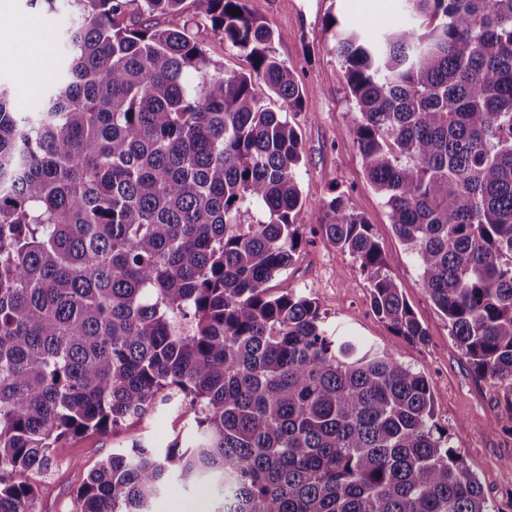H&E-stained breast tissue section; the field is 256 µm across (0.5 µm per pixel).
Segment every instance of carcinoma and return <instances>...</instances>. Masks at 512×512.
<instances>
[{"instance_id": "1", "label": "carcinoma", "mask_w": 512, "mask_h": 512, "mask_svg": "<svg viewBox=\"0 0 512 512\" xmlns=\"http://www.w3.org/2000/svg\"><path fill=\"white\" fill-rule=\"evenodd\" d=\"M188 1L199 20L159 26ZM67 2L60 86L33 118L0 90V512H32L61 441L159 404L193 433L113 451L78 512H150L172 477L214 485L219 512H490L422 372L335 335L310 295L270 293L306 221L283 35L245 0ZM405 2L375 40L325 29L366 176L512 432V0ZM202 29L252 70L224 74ZM326 210L374 314L426 343L372 225L341 195Z\"/></svg>"}]
</instances>
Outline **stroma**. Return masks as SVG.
I'll list each match as a JSON object with an SVG mask.
<instances>
[{"label":"stroma","instance_id":"stroma-1","mask_svg":"<svg viewBox=\"0 0 512 512\" xmlns=\"http://www.w3.org/2000/svg\"><path fill=\"white\" fill-rule=\"evenodd\" d=\"M249 13L283 33L276 51L294 71L306 98L305 111L291 115L300 135L302 162L297 171L308 221L306 243L298 260L272 282L273 288H294L316 298L329 327L375 343L393 358L423 372L430 385L436 419L447 428L450 444L476 476L495 512H512V433L489 427L502 393L496 381L478 377L450 334L422 286L421 270L412 252L395 235L381 194L368 182L358 151L356 111L345 68L324 28L327 16L357 22L363 36L377 37L407 21L403 0H246ZM8 19L16 26L33 25L44 39L45 65H37L25 40L0 39V87L11 99L34 109L40 89L54 84L55 62L64 49L69 22L64 11L50 12L27 0H8ZM344 196L380 243L386 268L428 331V340L413 344L392 332L372 311L366 278L348 253L316 233L325 205ZM185 418L157 408L105 434L72 437L55 449L51 466L37 476L35 512H77L73 493L89 472L112 450L139 436L162 448L177 434H188ZM195 512H217L215 489L185 486L169 480L154 500L152 512H171L174 504Z\"/></svg>","mask_w":512,"mask_h":512}]
</instances>
